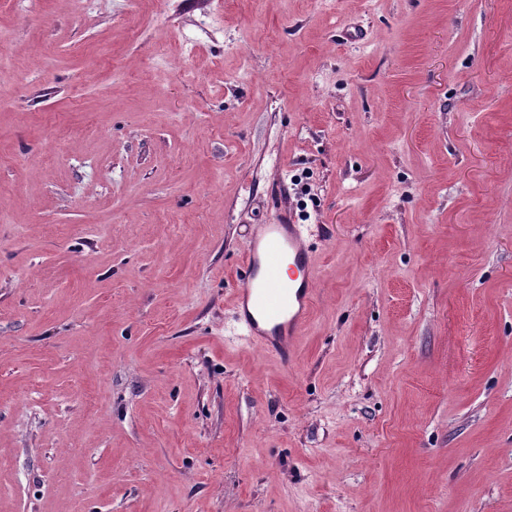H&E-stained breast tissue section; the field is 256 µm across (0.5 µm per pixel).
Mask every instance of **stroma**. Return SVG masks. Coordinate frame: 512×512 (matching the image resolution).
Returning <instances> with one entry per match:
<instances>
[{
  "mask_svg": "<svg viewBox=\"0 0 512 512\" xmlns=\"http://www.w3.org/2000/svg\"><path fill=\"white\" fill-rule=\"evenodd\" d=\"M0 512H512V0H0ZM288 265V279L283 263ZM246 277L233 290L237 320L250 343L291 363L306 328L315 293L314 258L301 224L289 217L259 224L244 250Z\"/></svg>",
  "mask_w": 512,
  "mask_h": 512,
  "instance_id": "35a3bbf8",
  "label": "stroma"
}]
</instances>
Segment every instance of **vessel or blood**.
<instances>
[{
    "label": "vessel or blood",
    "instance_id": "1",
    "mask_svg": "<svg viewBox=\"0 0 512 512\" xmlns=\"http://www.w3.org/2000/svg\"><path fill=\"white\" fill-rule=\"evenodd\" d=\"M243 264L246 277L233 291L239 324L255 347L293 361L315 293L314 258L301 225L292 219L257 225Z\"/></svg>",
    "mask_w": 512,
    "mask_h": 512
}]
</instances>
